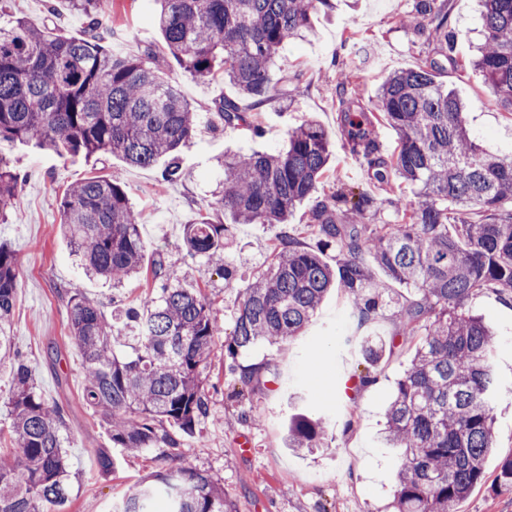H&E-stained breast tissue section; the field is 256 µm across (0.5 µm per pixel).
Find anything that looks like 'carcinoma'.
Wrapping results in <instances>:
<instances>
[{
	"mask_svg": "<svg viewBox=\"0 0 512 512\" xmlns=\"http://www.w3.org/2000/svg\"><path fill=\"white\" fill-rule=\"evenodd\" d=\"M151 21L180 69L205 79L215 74L258 107L275 97L270 71L293 40L312 30V19L331 0H148ZM481 31L470 61L499 101L512 108V0H481ZM89 18L80 38L53 34L25 19L0 28V139L35 141L42 149L90 158L114 154L151 167L167 160L161 178L181 176L178 153L196 132L198 112L178 85L164 77L148 48L120 56L104 36L112 0H70ZM418 15L434 25L448 50L445 0H417ZM444 65L425 60L381 82L368 106L344 81L337 110L353 152L362 155L370 184L381 190L392 167L413 198L392 192L340 188L319 193L330 166L328 133L315 120L288 132L274 152L224 155V186L216 204L230 217L207 215L188 225L184 250L232 283L224 257L233 224H276L278 245L268 269L240 292L224 351L231 373L245 386L260 385L270 367L235 363L258 344L293 340L316 314L328 291L340 289L363 324L390 303L376 274L417 292L401 307L396 336L414 348L386 413L384 441L404 449L393 512H454L485 480V459L495 448L491 400L497 383L494 337L465 309L484 290L512 301V157L481 145L464 115L466 106L438 80ZM217 118L251 128L247 113L222 101ZM397 134V154L379 155L375 121ZM20 177L0 160V219L12 207ZM312 202L308 227L314 247L288 231V220ZM61 227L89 277L120 284L139 277L144 245L138 216L119 182L88 176L57 200ZM394 224L369 221L380 206ZM335 247L336 266L322 258ZM18 259L0 244V357L11 361L7 432L17 448L0 456V512H59L70 499L72 475L61 406L43 401L28 362L12 348L10 315L18 288ZM158 282L135 307L114 317L72 295V340L83 354L86 404L108 429L112 444L130 453L152 448L157 457L181 446L209 414L204 371L224 323L201 288H186L178 271L157 260ZM135 323L137 345L116 350L122 328ZM288 447L324 445L323 419L294 417ZM495 486L512 490V458L499 467ZM238 512L224 487L193 468L161 470L112 506V512Z\"/></svg>",
	"mask_w": 512,
	"mask_h": 512,
	"instance_id": "1",
	"label": "carcinoma"
}]
</instances>
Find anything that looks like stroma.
I'll return each instance as SVG.
<instances>
[{"instance_id": "obj_1", "label": "stroma", "mask_w": 512, "mask_h": 512, "mask_svg": "<svg viewBox=\"0 0 512 512\" xmlns=\"http://www.w3.org/2000/svg\"><path fill=\"white\" fill-rule=\"evenodd\" d=\"M451 61L440 79L468 105L467 124L491 150L512 157V113L490 93L470 60L479 38V0H447ZM416 0H332L313 19V30L276 58L271 81L276 90L297 86L295 97L279 98L250 110L252 129L222 125L216 118L220 101L236 97L223 77L196 79L162 52V39L150 21L144 0H115L106 25L113 53L137 56L145 48L158 53V64L196 107L200 121L189 146L179 155L181 178L161 181L160 166L133 168L119 158L60 155L48 150L0 141V159L19 172L21 190L5 220L0 241L19 261L10 334L24 353L48 404L63 405L65 435L74 474L66 512H108L112 503L150 480L167 464L207 473L223 484L239 512H387L392 501L403 451L381 438L385 412L397 380L411 362L413 350L403 347L367 366L364 346L391 339L396 308L369 323L354 318L341 291L331 292L301 336L278 345L261 344L241 357L242 364H269L271 382L233 397L238 381L225 370L223 346H216L205 370L210 388V413L171 461L158 460L154 450L137 454L113 447L108 431L83 400L82 354L70 338L67 297L79 295L111 313L116 302L138 303L152 283L132 279L122 286L92 280L83 273L60 229L56 200L68 185L87 176L123 183L139 218L145 262L164 258L179 269L183 283L201 287L232 331L241 288L269 265L277 245V227L236 224L224 254L237 279L223 278L183 250L186 225L199 215L224 219L216 205V187L224 178L219 161L228 151H275L289 130L307 119L328 133L332 159L325 192L340 187L368 186L365 167L348 151L345 130L336 111V84L349 69H358L355 87L365 104H373L377 88L390 73L440 58V44L429 20L420 30L401 27L400 17L414 13ZM83 36L87 18L68 0H0V27L16 18ZM467 310L482 316L495 334L494 369L501 393L492 403L496 446L486 460L485 482L464 500L457 512H512V491L494 490L498 465L512 456V306L490 291L472 296ZM352 337L351 346L339 343ZM319 360L320 370L308 365ZM373 372V385L355 388L361 373ZM306 413L326 419V447L297 452L287 448L285 424L290 415ZM250 442L241 451V442ZM109 450L114 469L101 473L100 450Z\"/></svg>"}]
</instances>
